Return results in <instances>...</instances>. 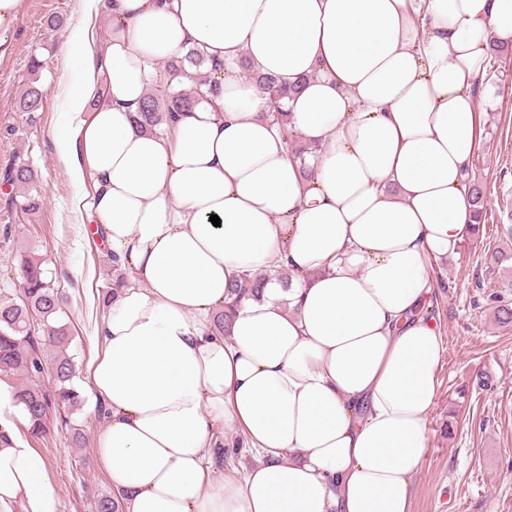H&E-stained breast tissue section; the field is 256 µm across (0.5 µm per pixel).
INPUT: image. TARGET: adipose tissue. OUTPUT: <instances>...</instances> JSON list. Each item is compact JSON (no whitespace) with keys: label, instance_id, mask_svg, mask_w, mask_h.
<instances>
[{"label":"adipose tissue","instance_id":"adipose-tissue-1","mask_svg":"<svg viewBox=\"0 0 512 512\" xmlns=\"http://www.w3.org/2000/svg\"><path fill=\"white\" fill-rule=\"evenodd\" d=\"M106 16L56 153L75 208L120 279L86 373L96 458L123 512H411L444 351L431 260L474 224L468 166L490 42L512 0H85ZM222 68L214 95L148 133L135 115L187 49ZM249 62L280 84L288 158ZM220 226H213L211 215ZM288 269L213 333L244 273ZM231 424L264 459L219 477ZM12 385L0 382V512H61Z\"/></svg>","mask_w":512,"mask_h":512}]
</instances>
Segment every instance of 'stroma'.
<instances>
[{"instance_id": "35a3bbf8", "label": "stroma", "mask_w": 512, "mask_h": 512, "mask_svg": "<svg viewBox=\"0 0 512 512\" xmlns=\"http://www.w3.org/2000/svg\"><path fill=\"white\" fill-rule=\"evenodd\" d=\"M78 24L96 39L108 34L107 21L86 12L82 0H25L8 35L9 50L0 56V173L16 161L29 163L44 197L31 216L10 186L0 183V289L17 294L18 246H32L66 298L69 352L82 368L97 344L103 319L98 298L109 283V258L89 246L88 226L72 206L80 188L54 149L67 110L65 90L79 71L65 50L67 34ZM496 68L481 86L480 148L469 166L471 178L486 188L485 220L478 238L429 268L432 313L444 352L438 396L426 423L429 449L414 480L411 512H512V323H499L485 303L494 291L512 305V51L499 57ZM33 73L46 95L32 121L18 99ZM75 384L81 408L54 411L45 434L32 444L45 459L63 512H94L97 497L111 490L94 452L103 420L83 378ZM77 432L83 436L79 446L72 440Z\"/></svg>"}]
</instances>
